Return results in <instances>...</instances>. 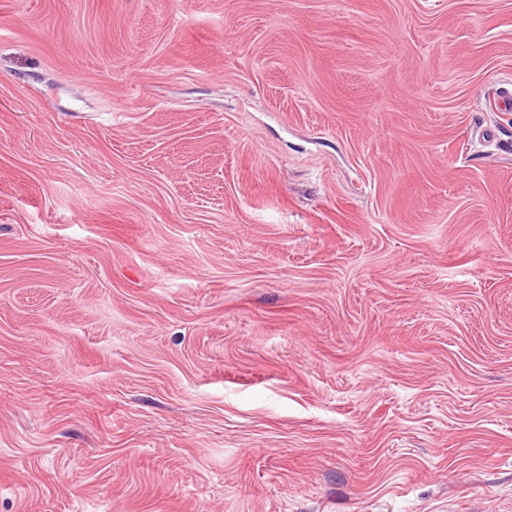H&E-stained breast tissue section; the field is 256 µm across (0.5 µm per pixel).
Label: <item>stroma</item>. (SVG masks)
<instances>
[{
	"label": "stroma",
	"mask_w": 512,
	"mask_h": 512,
	"mask_svg": "<svg viewBox=\"0 0 512 512\" xmlns=\"http://www.w3.org/2000/svg\"><path fill=\"white\" fill-rule=\"evenodd\" d=\"M512 0H0V512H512Z\"/></svg>",
	"instance_id": "stroma-1"
}]
</instances>
